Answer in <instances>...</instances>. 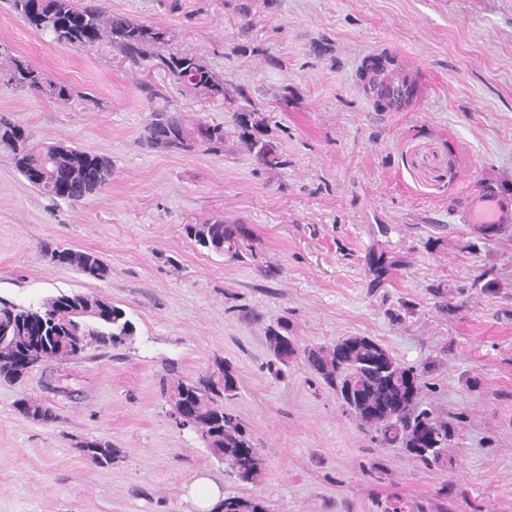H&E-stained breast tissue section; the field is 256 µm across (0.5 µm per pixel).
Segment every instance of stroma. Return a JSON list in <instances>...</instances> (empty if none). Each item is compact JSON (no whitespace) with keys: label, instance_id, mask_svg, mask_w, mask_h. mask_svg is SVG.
Masks as SVG:
<instances>
[{"label":"stroma","instance_id":"1","mask_svg":"<svg viewBox=\"0 0 512 512\" xmlns=\"http://www.w3.org/2000/svg\"><path fill=\"white\" fill-rule=\"evenodd\" d=\"M166 29L223 77V106L174 84L156 61L58 45L0 0V70L22 57L72 90L68 103L0 81V113L33 142L108 156L112 182L71 204L45 196L0 154V299L101 295L135 326L124 342L0 381V512H199L219 491L267 512H512V223L461 221L488 189L512 194V0H99ZM391 46L431 78L413 112H374L356 87L365 53ZM224 126V148L166 152L141 134L153 106ZM264 118L284 164L260 165L244 116ZM243 225L240 255L199 250L187 227ZM95 253L97 280L50 252ZM297 348L367 336L427 383L454 436L427 465L384 448ZM228 366L224 407L263 459L240 482L175 425L162 385ZM55 421L21 415L19 399ZM111 442L98 465L81 442ZM17 409L22 415L33 420L47 422L56 419L53 410L37 400L22 398L17 402Z\"/></svg>","mask_w":512,"mask_h":512}]
</instances>
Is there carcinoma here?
<instances>
[{
    "label": "carcinoma",
    "mask_w": 512,
    "mask_h": 512,
    "mask_svg": "<svg viewBox=\"0 0 512 512\" xmlns=\"http://www.w3.org/2000/svg\"><path fill=\"white\" fill-rule=\"evenodd\" d=\"M13 8L27 25L40 34L52 36L57 43L84 49L106 39L118 46L133 62L144 60L162 49L174 80L193 90L203 99L224 103L227 98L224 80L217 77L197 56L172 49L170 32L137 23L130 18L112 14L87 0H13ZM6 82L23 91L47 93L52 98L67 101L70 88L50 79L44 72L21 58L11 59L5 73ZM198 121L187 126L171 113L168 106L152 111L144 127L142 141L153 149L168 152L186 151L200 144L208 151L224 146V127L208 125L207 140L196 142ZM246 148L255 153L268 168L284 165L276 146L268 139L246 135ZM0 150L6 152L27 182L42 194L53 199L75 203L104 188L112 179V161L109 157L91 153L78 147L45 143L35 146L29 134L8 116L0 114ZM188 233L200 249L239 253L246 241L241 224H226L222 219H207L190 225ZM54 262L77 268L85 275L104 280L109 268L92 252L69 248L50 253ZM75 310L95 312L97 316L84 320L88 335L98 336V344L118 342L122 336L134 333L133 323L125 312L98 295L62 293L45 299L37 307L20 308L0 301V336L12 341L0 346V377L12 380L20 376L27 360L63 362L58 354L60 337L71 335L70 325ZM346 340L358 346L352 357L340 358L327 346L303 350L308 368L331 389L341 406L353 411L357 426L369 433L379 445L397 446L423 461H438L442 449L452 437L451 424L425 409H419L425 382L423 375L403 366L391 353H386L387 368L374 364L379 351L375 340L367 336H348ZM182 385L177 379L168 390L169 400L182 402L196 414L201 429L210 434L207 443L212 453L242 467L237 472L240 480L249 482L260 473L263 460L254 449L253 441L237 416L224 411V399L237 390L233 373L224 370V382L197 394L176 393ZM18 411L27 418L47 422L56 419L53 410L43 403L22 398ZM81 449L99 465L112 462L115 450L108 441L91 440ZM214 512H266L264 505L253 498L226 496Z\"/></svg>",
    "instance_id": "cac0c4a2"
}]
</instances>
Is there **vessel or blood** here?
<instances>
[{"label":"vessel or blood","mask_w":512,"mask_h":512,"mask_svg":"<svg viewBox=\"0 0 512 512\" xmlns=\"http://www.w3.org/2000/svg\"><path fill=\"white\" fill-rule=\"evenodd\" d=\"M357 86L373 111L407 112L428 93L422 73L398 63L392 50L378 49L365 54L356 72ZM465 221L485 229L512 222V199L493 192L472 199Z\"/></svg>","instance_id":"obj_1"}]
</instances>
